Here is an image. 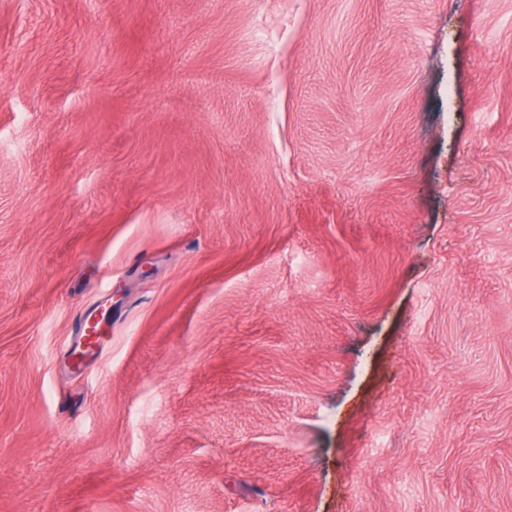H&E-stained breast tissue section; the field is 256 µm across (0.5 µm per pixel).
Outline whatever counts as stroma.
Masks as SVG:
<instances>
[{
	"label": "stroma",
	"instance_id": "1",
	"mask_svg": "<svg viewBox=\"0 0 512 512\" xmlns=\"http://www.w3.org/2000/svg\"><path fill=\"white\" fill-rule=\"evenodd\" d=\"M0 512H512V0H0Z\"/></svg>",
	"mask_w": 512,
	"mask_h": 512
}]
</instances>
